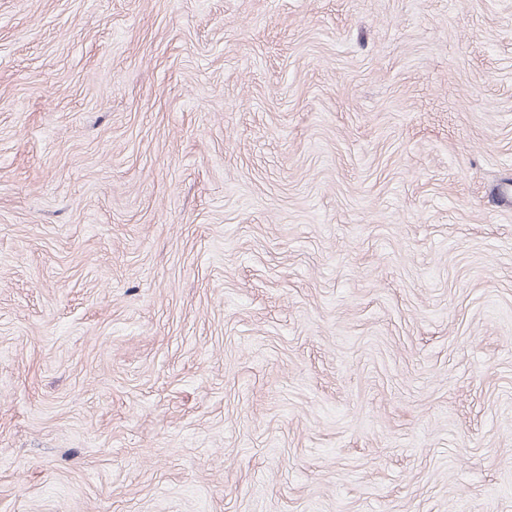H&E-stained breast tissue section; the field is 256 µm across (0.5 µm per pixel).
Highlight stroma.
Returning a JSON list of instances; mask_svg holds the SVG:
<instances>
[{
	"mask_svg": "<svg viewBox=\"0 0 512 512\" xmlns=\"http://www.w3.org/2000/svg\"><path fill=\"white\" fill-rule=\"evenodd\" d=\"M0 512H512V0H0Z\"/></svg>",
	"mask_w": 512,
	"mask_h": 512,
	"instance_id": "1",
	"label": "stroma"
}]
</instances>
